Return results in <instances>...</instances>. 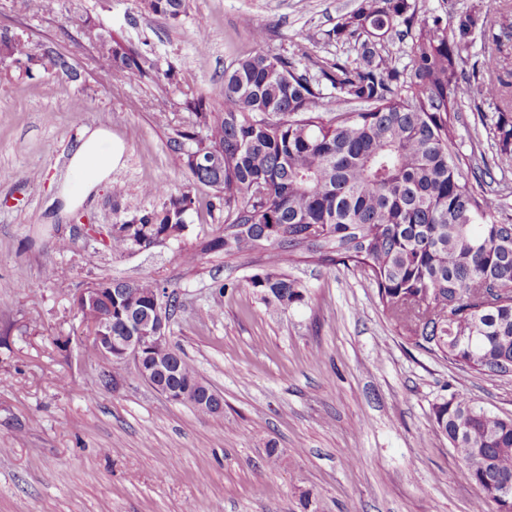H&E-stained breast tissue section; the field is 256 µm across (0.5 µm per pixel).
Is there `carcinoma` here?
<instances>
[{
  "mask_svg": "<svg viewBox=\"0 0 512 512\" xmlns=\"http://www.w3.org/2000/svg\"><path fill=\"white\" fill-rule=\"evenodd\" d=\"M141 2L174 22L187 8V0ZM72 22L95 30L105 46L100 82L174 78L160 56L118 32L88 16ZM242 23L260 49L224 73L220 106L203 95L186 99L194 119L170 140L193 184L212 191L206 208L224 210L219 235L182 253V261L193 265L220 250L227 257L261 252L259 272L243 287L283 309L304 300L290 267L351 264L368 276L377 304L414 347L464 371L512 376V206L493 187L485 155L463 153L459 141L468 104L489 130L495 157L512 158V69L501 63L505 43L489 15L426 16L411 0H360L334 29L336 38L355 42L356 58L322 71L325 88L298 62L262 49L265 28L247 16ZM395 30L407 40L409 62L401 69L381 48ZM478 32L494 49L468 75L463 52ZM0 65L29 76L38 67L47 78L79 77L64 56L49 50L38 57L24 35L8 29L0 31ZM485 104L495 106L492 115ZM200 151L211 154L202 167L193 160ZM143 195L149 206L112 225L108 249L116 257L156 246L201 206L190 187L149 184ZM477 280L503 292L502 305L448 308ZM94 287L112 289V305L79 312L87 337L91 323L109 315L112 335L125 336L154 304L170 313L177 302L175 291L151 278L101 279ZM128 301L140 309L119 314ZM165 355L177 373L172 386L199 380L175 347ZM431 417L463 462L483 460L471 475L481 486L478 507L490 504L492 490L512 488L511 417L457 392L433 403Z\"/></svg>",
  "mask_w": 512,
  "mask_h": 512,
  "instance_id": "cac0c4a2",
  "label": "carcinoma"
}]
</instances>
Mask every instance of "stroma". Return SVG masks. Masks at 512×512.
<instances>
[{"instance_id": "1", "label": "stroma", "mask_w": 512, "mask_h": 512, "mask_svg": "<svg viewBox=\"0 0 512 512\" xmlns=\"http://www.w3.org/2000/svg\"><path fill=\"white\" fill-rule=\"evenodd\" d=\"M358 3L188 0L174 24L140 0H0V27L79 73L30 78L0 66V512H473L476 489L431 406L459 392L512 417V377L466 372L409 345L356 268L295 267L305 299L277 310L243 285L254 256L210 252L184 264L181 252L216 234L221 211H199L181 240L121 258L86 233L147 206V184H189L170 139L192 119L187 94L218 103L225 71L255 51L243 16L267 30L265 50L308 54L315 73L355 57L333 30ZM416 5L425 15L486 11L512 35V0ZM76 13L166 57L174 80L102 84L96 46L69 23ZM86 126L110 128L124 163L67 211L58 185ZM58 266L66 283L51 276ZM103 277L176 290L169 339L223 397V416L168 401L130 362L115 384L100 382L82 356L73 295ZM171 468L176 478L162 480Z\"/></svg>"}]
</instances>
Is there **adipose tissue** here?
<instances>
[{
  "label": "adipose tissue",
  "mask_w": 512,
  "mask_h": 512,
  "mask_svg": "<svg viewBox=\"0 0 512 512\" xmlns=\"http://www.w3.org/2000/svg\"><path fill=\"white\" fill-rule=\"evenodd\" d=\"M124 143L104 127L83 128L68 157L67 176L60 188L66 208L81 206L122 161Z\"/></svg>",
  "instance_id": "adipose-tissue-1"
}]
</instances>
